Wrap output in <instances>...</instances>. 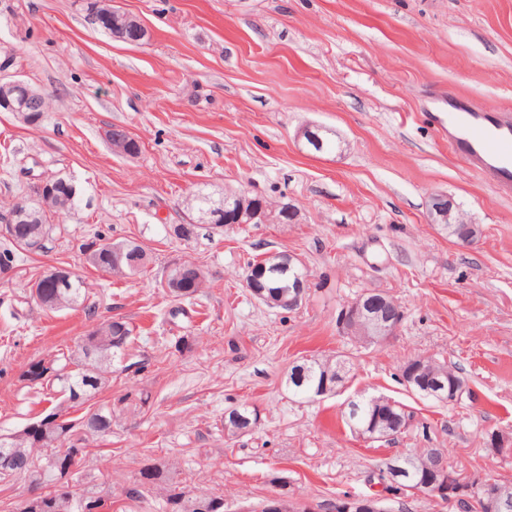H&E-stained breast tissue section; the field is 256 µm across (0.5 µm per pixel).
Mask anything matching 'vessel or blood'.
Masks as SVG:
<instances>
[{"mask_svg":"<svg viewBox=\"0 0 512 512\" xmlns=\"http://www.w3.org/2000/svg\"><path fill=\"white\" fill-rule=\"evenodd\" d=\"M448 144L496 193L512 198V112L448 99Z\"/></svg>","mask_w":512,"mask_h":512,"instance_id":"1","label":"vessel or blood"}]
</instances>
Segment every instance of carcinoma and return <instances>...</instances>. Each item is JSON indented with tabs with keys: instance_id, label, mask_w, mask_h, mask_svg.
Returning <instances> with one entry per match:
<instances>
[{
	"instance_id": "obj_1",
	"label": "carcinoma",
	"mask_w": 512,
	"mask_h": 512,
	"mask_svg": "<svg viewBox=\"0 0 512 512\" xmlns=\"http://www.w3.org/2000/svg\"><path fill=\"white\" fill-rule=\"evenodd\" d=\"M86 15H94V26L107 34H112V6L104 0H86ZM79 193L76 186L68 181L55 184V195L44 200L45 208L21 217L13 225L14 232L8 238L10 247L0 252V259L14 260L13 249L38 245L46 247L55 231L49 223L46 212L51 210L69 211L78 207ZM190 211L205 219L206 223L217 227L224 225V207L212 202V198L198 194L194 196ZM200 225L190 221L186 224L169 225V234L179 240L188 241L197 236ZM288 258L286 254H275L262 259L267 267L263 282L270 292L288 286L294 275H304L303 267L288 271L278 263ZM95 267L115 275L126 276L137 272L148 261V253L142 244L127 240L112 242L99 240L98 247L88 256ZM172 296L186 298L181 288H189L195 279V271L188 266L171 269ZM85 291L81 281H72L69 288H46L40 303L51 310L74 308L82 304ZM134 328L123 319L105 320L83 336L76 349L57 359H38L29 363L22 373V380L38 382L52 391L63 393L73 403H83L91 399L106 382L102 375V364L123 354L131 341ZM418 365L423 368L422 377L455 381L465 390L467 385L455 367L433 357L416 356L407 360L402 369ZM347 359L336 361L307 360L291 368L288 373V388L302 398L310 397L316 390L329 382L336 387L343 381ZM413 418V413L402 403L387 396H378L374 405L359 406L355 414L349 412L346 423L354 430L366 423L373 428L363 430V435L394 436L404 432L405 420ZM256 414L246 407H236L224 416V429L231 435L245 432L247 421L255 420ZM112 432V406H103L78 419H63L39 430L27 427L9 435L7 446H0V478L22 474L35 489L46 492L29 504H22L18 512H99L105 506V499L98 484L92 480L83 483L78 492L69 491L68 476L73 469L85 463L87 455L82 441L89 436L106 435ZM33 448H44L47 454L35 463L25 459ZM408 468L406 480L410 482L431 479L435 472L446 467L448 471L462 478V474L448 462L442 448H425L419 453L399 456ZM166 485L164 512H207L212 498L196 495L180 486L168 470L160 465H151L140 472V479L127 490L131 498L142 496L141 488L157 484ZM272 483L281 487V497L285 512H305V506L294 502L288 496V482L276 475Z\"/></svg>"
}]
</instances>
